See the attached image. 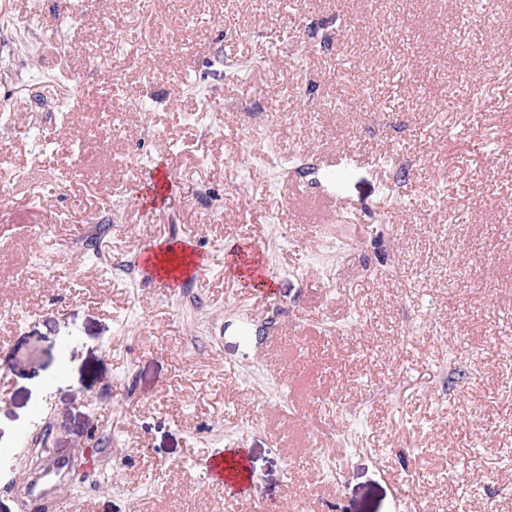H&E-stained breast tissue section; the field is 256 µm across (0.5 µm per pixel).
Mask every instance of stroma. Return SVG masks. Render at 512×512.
<instances>
[{"label": "stroma", "instance_id": "stroma-1", "mask_svg": "<svg viewBox=\"0 0 512 512\" xmlns=\"http://www.w3.org/2000/svg\"><path fill=\"white\" fill-rule=\"evenodd\" d=\"M74 7L0 0L37 15L0 35V512H512V0ZM172 241L205 263L163 292L138 255ZM240 244L267 287L226 272ZM236 463L232 453L228 450L208 458L207 474L209 478L218 483H224L233 489L235 484Z\"/></svg>", "mask_w": 512, "mask_h": 512}]
</instances>
